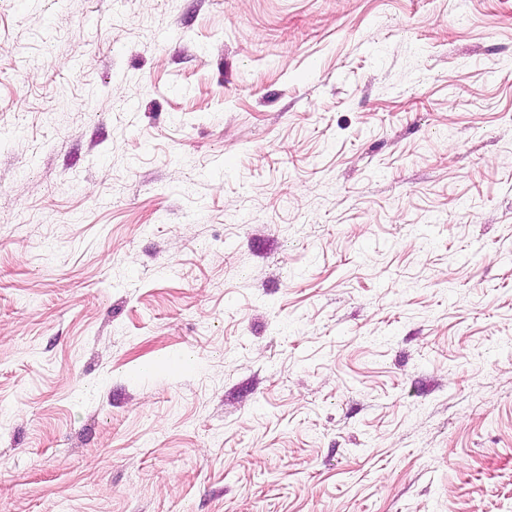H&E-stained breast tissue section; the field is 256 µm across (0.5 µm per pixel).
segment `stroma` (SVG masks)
Listing matches in <instances>:
<instances>
[{"mask_svg":"<svg viewBox=\"0 0 512 512\" xmlns=\"http://www.w3.org/2000/svg\"><path fill=\"white\" fill-rule=\"evenodd\" d=\"M0 512H512V0H0Z\"/></svg>","mask_w":512,"mask_h":512,"instance_id":"35a3bbf8","label":"stroma"}]
</instances>
